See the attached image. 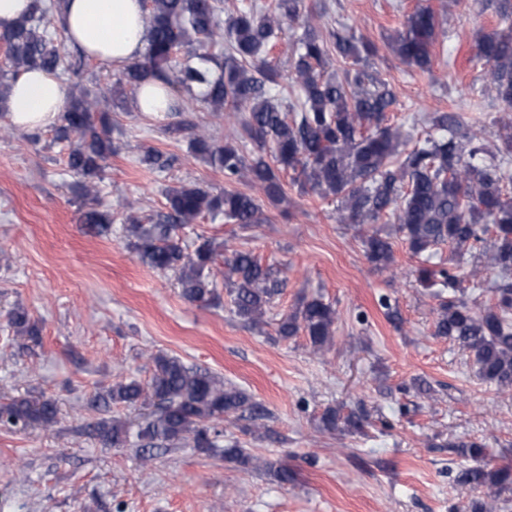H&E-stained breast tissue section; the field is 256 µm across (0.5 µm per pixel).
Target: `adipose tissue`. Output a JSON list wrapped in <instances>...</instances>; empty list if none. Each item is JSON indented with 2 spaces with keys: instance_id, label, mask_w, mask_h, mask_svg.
<instances>
[{
  "instance_id": "obj_1",
  "label": "adipose tissue",
  "mask_w": 512,
  "mask_h": 512,
  "mask_svg": "<svg viewBox=\"0 0 512 512\" xmlns=\"http://www.w3.org/2000/svg\"><path fill=\"white\" fill-rule=\"evenodd\" d=\"M143 0H67L59 19L70 47L102 63L125 64L143 56L147 33ZM67 100L56 75L33 69L13 81L7 120L23 130L55 126Z\"/></svg>"
}]
</instances>
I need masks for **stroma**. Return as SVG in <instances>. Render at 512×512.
<instances>
[{"label": "stroma", "instance_id": "obj_1", "mask_svg": "<svg viewBox=\"0 0 512 512\" xmlns=\"http://www.w3.org/2000/svg\"><path fill=\"white\" fill-rule=\"evenodd\" d=\"M452 16L432 72L399 61L388 38L422 2ZM322 29H349L375 46L367 69L392 87L389 114L409 143L423 139L434 112H459L464 126L482 122L496 140L501 106L471 60L478 36L503 27L500 0H304ZM115 150L100 184L102 209L135 202L139 216L165 213L167 188L195 182L221 190L222 171L188 155L183 135L168 133L179 114L157 121L135 108L110 112ZM171 156L162 173L137 161L140 147ZM67 150L51 129L0 135V399H50L49 430L0 432V512H470L481 490L453 477L463 460L448 442L486 444L512 465V393L476 375L457 342L434 336L438 301L420 286L418 266L394 240L389 268L371 264L356 228L336 220L337 201L286 183L287 200L264 202L266 221L249 229L205 217L181 235L203 233L229 248L253 251L282 268L269 322L244 323L225 285L216 305L198 308L171 274L143 264L115 222L96 236L80 222L83 200L66 171ZM431 263L456 267L471 306L489 304L499 281L482 249L457 255L440 247ZM323 296L337 312L335 340L313 355L305 336L279 339L275 319L302 296ZM389 296L402 318L394 327L379 305ZM24 307L39 328L20 344L8 312ZM162 353L208 368L263 405L269 435H245V421L224 425L258 462L243 467L182 445L142 466L140 450L103 446L92 424L115 415L135 423L142 407L97 410L90 400L113 382L148 378L149 355ZM366 411L365 434L319 426L327 406ZM288 465L293 484L271 467Z\"/></svg>", "mask_w": 512, "mask_h": 512}]
</instances>
